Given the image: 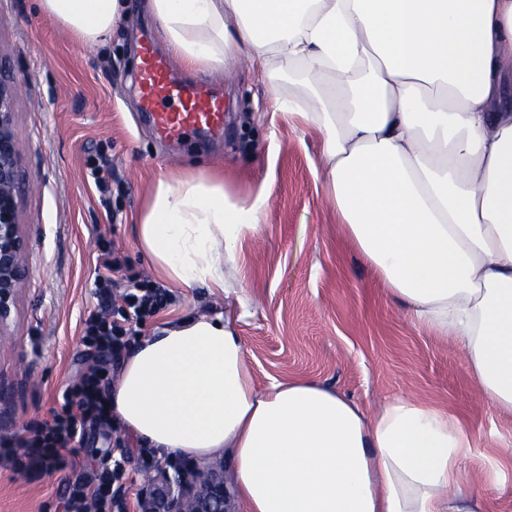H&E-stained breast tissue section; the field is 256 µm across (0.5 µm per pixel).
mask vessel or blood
<instances>
[{"label":"vessel or blood","instance_id":"obj_1","mask_svg":"<svg viewBox=\"0 0 512 512\" xmlns=\"http://www.w3.org/2000/svg\"><path fill=\"white\" fill-rule=\"evenodd\" d=\"M138 84L145 110L161 138L178 139L199 128H223L224 104L212 89L175 81L152 52L144 54Z\"/></svg>","mask_w":512,"mask_h":512}]
</instances>
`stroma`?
<instances>
[{"label": "stroma", "mask_w": 512, "mask_h": 512, "mask_svg": "<svg viewBox=\"0 0 512 512\" xmlns=\"http://www.w3.org/2000/svg\"><path fill=\"white\" fill-rule=\"evenodd\" d=\"M103 47L79 45L36 0H0V53L20 83L15 136L23 154L22 231L31 276L19 288L8 338L0 337V438L50 418L66 386L92 362L82 320L98 306L97 242L111 241L123 271L153 278L137 245V218L157 179L220 170L237 197L269 195L257 236L238 245L224 295L174 288L171 304L142 329L188 312L232 316L257 388L311 381L375 410L401 396L448 411L479 447L512 440V414L482 394L461 344L416 323L389 294L348 236L328 193L323 136L269 106L270 82L247 65L176 79L212 86L224 103V132L159 138L140 105L144 47L166 54L141 0ZM103 157L111 190L92 172ZM106 442L94 430L74 448L76 469L30 472L0 461V512H64L73 485L101 467Z\"/></svg>", "instance_id": "obj_1"}]
</instances>
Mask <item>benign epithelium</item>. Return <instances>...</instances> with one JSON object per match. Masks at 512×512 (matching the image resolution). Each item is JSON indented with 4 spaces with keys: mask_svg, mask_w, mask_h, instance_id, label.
Wrapping results in <instances>:
<instances>
[{
    "mask_svg": "<svg viewBox=\"0 0 512 512\" xmlns=\"http://www.w3.org/2000/svg\"><path fill=\"white\" fill-rule=\"evenodd\" d=\"M18 80L0 57V336L9 330L15 296L30 270L28 241L19 207L22 154L14 133ZM145 512H231L224 467L206 464L193 472L158 470L144 493Z\"/></svg>",
    "mask_w": 512,
    "mask_h": 512,
    "instance_id": "benign-epithelium-1",
    "label": "benign epithelium"
}]
</instances>
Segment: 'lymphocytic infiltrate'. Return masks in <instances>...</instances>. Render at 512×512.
I'll list each match as a JSON object with an SVG mask.
<instances>
[{
    "instance_id": "lymphocytic-infiltrate-1",
    "label": "lymphocytic infiltrate",
    "mask_w": 512,
    "mask_h": 512,
    "mask_svg": "<svg viewBox=\"0 0 512 512\" xmlns=\"http://www.w3.org/2000/svg\"><path fill=\"white\" fill-rule=\"evenodd\" d=\"M99 289L102 304L83 321L81 342L96 356L95 365L62 394V404L51 418L30 430L27 437L0 439V460L16 468L39 471L46 464L64 469L69 465L64 449L79 445L86 423L110 427L111 415L105 386L109 368L120 365L130 340L148 317L153 316L164 295L150 281L122 273V262L111 244L98 247ZM118 458L112 467L99 468L89 484L73 490L68 512H108L126 491L128 475L122 465L127 450L115 444Z\"/></svg>"
}]
</instances>
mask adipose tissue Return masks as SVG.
<instances>
[{"instance_id": "obj_1", "label": "adipose tissue", "mask_w": 512, "mask_h": 512, "mask_svg": "<svg viewBox=\"0 0 512 512\" xmlns=\"http://www.w3.org/2000/svg\"><path fill=\"white\" fill-rule=\"evenodd\" d=\"M191 72L227 59L313 76L303 119L323 135L332 202L388 291L462 343L493 405L512 414V0H145ZM79 43L103 46L127 0H39ZM372 62L362 73L364 62ZM265 193L206 174L161 178L137 223L153 271L230 294L225 264L258 234ZM139 445L230 453L235 512H486L512 447L481 457L459 418L409 399L369 413L323 386L257 390L231 318L155 327L110 390Z\"/></svg>"}]
</instances>
